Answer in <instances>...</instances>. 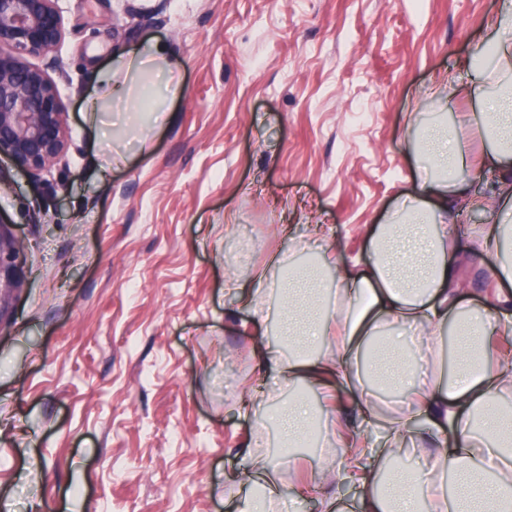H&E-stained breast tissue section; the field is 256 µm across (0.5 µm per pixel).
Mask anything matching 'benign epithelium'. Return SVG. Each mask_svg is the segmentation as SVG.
I'll return each mask as SVG.
<instances>
[{"instance_id":"1","label":"benign epithelium","mask_w":512,"mask_h":512,"mask_svg":"<svg viewBox=\"0 0 512 512\" xmlns=\"http://www.w3.org/2000/svg\"><path fill=\"white\" fill-rule=\"evenodd\" d=\"M65 37L57 0H0V155L38 176L65 152L66 105L48 72L33 63L56 52ZM22 241L0 224V326L24 286Z\"/></svg>"}]
</instances>
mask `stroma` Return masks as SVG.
Listing matches in <instances>:
<instances>
[{
  "instance_id": "stroma-1",
  "label": "stroma",
  "mask_w": 512,
  "mask_h": 512,
  "mask_svg": "<svg viewBox=\"0 0 512 512\" xmlns=\"http://www.w3.org/2000/svg\"><path fill=\"white\" fill-rule=\"evenodd\" d=\"M498 5L58 0L65 38L38 64L67 107V151L37 177L0 159V218L26 273L0 326V512H240L243 444L279 442L237 397L258 376L253 337L280 342V281L326 251L368 258L417 189L418 130L470 112L431 89ZM148 39L182 61L173 119L149 130V154L116 164L85 104L96 72ZM493 266L482 252L459 263L482 314ZM241 286L266 320L237 303ZM351 400L339 390L318 410L321 450L357 429ZM320 452L283 461V512H322L294 494L320 481Z\"/></svg>"
}]
</instances>
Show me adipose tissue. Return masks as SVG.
Listing matches in <instances>:
<instances>
[{
  "label": "adipose tissue",
  "instance_id": "obj_1",
  "mask_svg": "<svg viewBox=\"0 0 512 512\" xmlns=\"http://www.w3.org/2000/svg\"><path fill=\"white\" fill-rule=\"evenodd\" d=\"M511 30L512 0H500L480 44L460 63L466 80L451 75L435 86L437 92L452 99L467 98L478 108L486 144L483 162L498 176L490 198L473 196L459 177L468 163V143L459 129L424 128L420 139L427 175L419 195L374 232L369 257L360 268H337L339 304L331 310L320 305L322 281L317 272L298 273L288 282L280 335L299 349L327 337L334 345L332 352L286 361L265 340L253 342L260 370L274 371L285 385L300 379L319 384L330 379L339 388L359 392L354 410L360 426L386 425L400 441L408 431L407 420L382 421L365 400L372 387L361 363L373 341H380L378 378L403 388L409 411L432 427L439 448L427 470L414 472L397 465L382 483L378 480L382 469L365 438L346 434L345 453L327 466L336 481L351 480L359 486L357 512H420L425 496L432 501V512H486L491 504L498 508L512 504V429L487 412L495 395L512 386V352L494 351L492 345L496 337L512 334V39L507 36ZM180 67L170 44L156 39L114 57L98 72L102 91L89 103L91 111L109 116L98 128L99 137L120 134L135 153L148 152L150 140L139 132L141 98L153 96L154 123L169 119ZM473 208L486 214L473 247L494 252L500 284L495 311L485 315L474 314L473 299L448 259L458 250L456 240L448 236V220L454 212ZM461 318L466 324L458 329L453 359L444 362L441 331L448 320ZM418 320L428 326L434 366L432 375L422 379L406 367L409 347L382 333L386 324ZM478 411L486 418L477 431L471 421ZM491 456L502 464L496 481L487 484L481 474ZM450 468L457 486L448 498L441 492L439 476ZM415 484L420 487L416 496L408 492Z\"/></svg>",
  "mask_w": 512,
  "mask_h": 512
}]
</instances>
